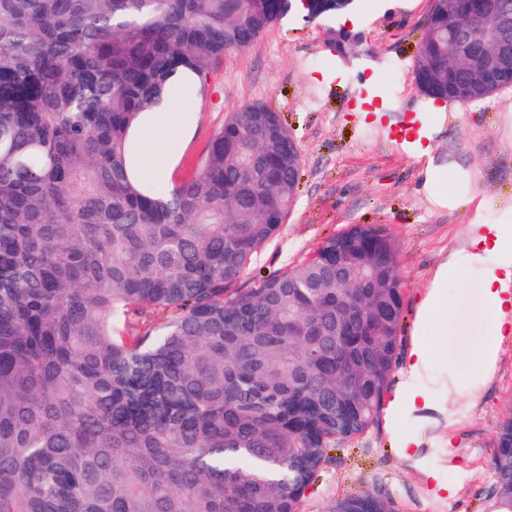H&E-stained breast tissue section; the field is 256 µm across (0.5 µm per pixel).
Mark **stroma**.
I'll use <instances>...</instances> for the list:
<instances>
[{"mask_svg": "<svg viewBox=\"0 0 512 512\" xmlns=\"http://www.w3.org/2000/svg\"><path fill=\"white\" fill-rule=\"evenodd\" d=\"M430 0H352L343 15L318 20L295 7L257 41L224 56L205 86L188 85L180 105L190 129L172 183L196 171L211 136L227 117L261 103L277 112L302 155L295 204L278 234L254 256L241 288L313 254L351 224H373L392 238L403 281L404 319L394 380L408 366L419 306L450 248L472 224L512 225V89L477 102L447 103L430 159L410 156L389 130L421 131L431 109L414 82L413 63ZM383 109L380 123L361 124L356 100ZM454 171L455 201L434 204L424 170ZM458 304L452 334L435 333L442 360L421 379L437 407L404 418L417 443L403 457L388 415L357 437L337 441L322 462L299 512H329L337 497L376 490L394 512H498L489 490L490 459L501 423L512 415V335L499 345L496 372L476 397L466 379L477 347L490 342L481 284L468 272L448 281ZM442 473L454 496L434 493L428 471Z\"/></svg>", "mask_w": 512, "mask_h": 512, "instance_id": "stroma-1", "label": "stroma"}]
</instances>
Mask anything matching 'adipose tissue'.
Returning <instances> with one entry per match:
<instances>
[{"mask_svg": "<svg viewBox=\"0 0 512 512\" xmlns=\"http://www.w3.org/2000/svg\"><path fill=\"white\" fill-rule=\"evenodd\" d=\"M184 98L181 90L170 89L164 98L165 110L149 113L147 120L136 126L141 166L150 172L155 190L161 195L167 191L177 148L186 136L181 113L172 109ZM511 236L509 224L471 225L466 242L449 251L437 267L420 306L407 375L391 400L393 420L432 404L431 396L417 381L438 361L431 344L434 330H450L456 323V306L447 298L450 278L465 271L478 272L484 316L491 334L512 333V248L506 245Z\"/></svg>", "mask_w": 512, "mask_h": 512, "instance_id": "1", "label": "adipose tissue"}]
</instances>
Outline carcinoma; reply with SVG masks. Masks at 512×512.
I'll return each instance as SVG.
<instances>
[{"instance_id":"1","label":"carcinoma","mask_w":512,"mask_h":512,"mask_svg":"<svg viewBox=\"0 0 512 512\" xmlns=\"http://www.w3.org/2000/svg\"><path fill=\"white\" fill-rule=\"evenodd\" d=\"M417 47L460 76L448 4ZM291 0H0V512H296L328 448L378 419L403 319L384 230L233 284L296 196L291 134L232 113L158 196L130 130L173 80L204 81ZM144 333L117 324L149 310ZM361 327L341 337L336 320ZM512 512V417L491 458ZM331 512H393L376 492Z\"/></svg>"}]
</instances>
